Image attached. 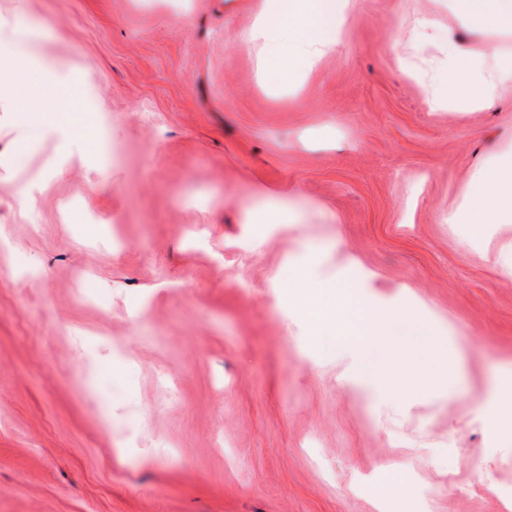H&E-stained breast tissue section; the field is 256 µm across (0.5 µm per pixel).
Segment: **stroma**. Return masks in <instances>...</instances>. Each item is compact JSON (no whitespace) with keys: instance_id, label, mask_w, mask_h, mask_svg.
Returning <instances> with one entry per match:
<instances>
[{"instance_id":"obj_1","label":"stroma","mask_w":512,"mask_h":512,"mask_svg":"<svg viewBox=\"0 0 512 512\" xmlns=\"http://www.w3.org/2000/svg\"><path fill=\"white\" fill-rule=\"evenodd\" d=\"M0 0L25 17L31 95L0 84V512H512V279L446 221L512 140L491 108H434L452 0H356L319 70L263 77L236 42L258 0ZM427 14L417 50L397 48ZM67 125V144L54 127ZM295 189L270 210L255 185ZM351 308L345 258L403 286L459 359L379 406L317 343L284 267L304 246Z\"/></svg>"}]
</instances>
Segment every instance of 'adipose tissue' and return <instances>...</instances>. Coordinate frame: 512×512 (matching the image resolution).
Listing matches in <instances>:
<instances>
[{
  "label": "adipose tissue",
  "instance_id": "ef3b65f1",
  "mask_svg": "<svg viewBox=\"0 0 512 512\" xmlns=\"http://www.w3.org/2000/svg\"><path fill=\"white\" fill-rule=\"evenodd\" d=\"M349 8V0H267L239 47H259L267 57L316 69L342 43ZM456 12L462 20L479 18L488 29H512V0H456ZM448 53L454 66L432 94L436 108H481L499 88L512 84V54L496 46H487L480 57L453 47ZM448 221L469 225L478 239L491 225L512 224V144L467 176Z\"/></svg>",
  "mask_w": 512,
  "mask_h": 512
}]
</instances>
